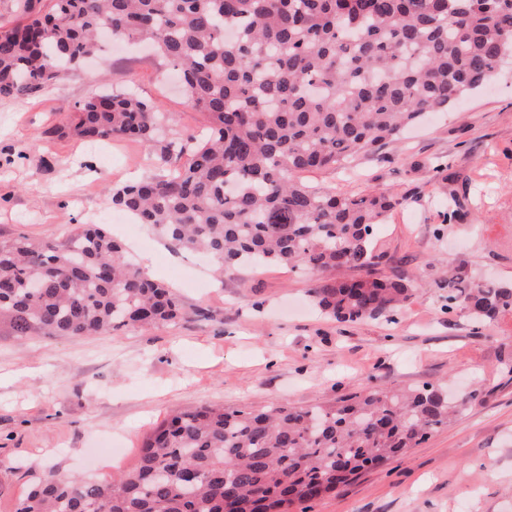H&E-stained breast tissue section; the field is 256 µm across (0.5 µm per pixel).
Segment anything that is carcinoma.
Returning <instances> with one entry per match:
<instances>
[{
  "label": "carcinoma",
  "instance_id": "1",
  "mask_svg": "<svg viewBox=\"0 0 512 512\" xmlns=\"http://www.w3.org/2000/svg\"><path fill=\"white\" fill-rule=\"evenodd\" d=\"M0 29V99L38 95L90 55L100 33L150 44L177 66L202 132L112 88L53 129L91 143L137 140L158 173L107 189L112 206L224 273L305 267L338 322L386 317L411 296L374 277V226L404 198L315 189L306 172L374 153L404 128L484 88L512 58V0H49ZM187 155L190 163L176 160ZM340 269L355 271L340 277ZM440 288L476 324L512 312V285L461 273ZM176 295L100 224L63 243L0 240V325L87 336L171 323ZM477 397L373 386L312 407L200 406L159 425L134 468L98 482L41 480L17 512H288L424 442Z\"/></svg>",
  "mask_w": 512,
  "mask_h": 512
}]
</instances>
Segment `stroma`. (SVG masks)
Masks as SVG:
<instances>
[{
    "instance_id": "35a3bbf8",
    "label": "stroma",
    "mask_w": 512,
    "mask_h": 512,
    "mask_svg": "<svg viewBox=\"0 0 512 512\" xmlns=\"http://www.w3.org/2000/svg\"><path fill=\"white\" fill-rule=\"evenodd\" d=\"M104 84L130 87L178 113L182 126L205 124L172 63L133 44L97 53L37 97L0 99V237L62 242L73 225H104L138 264L153 266L184 315L22 342L0 326V512H15L51 472L102 481L132 469L144 438L182 411L329 405L368 383L479 395L424 443L307 512H512V313L474 324L467 311L446 310L439 287L460 272L512 283V63L459 106L357 158L352 174H305L322 190L390 188L406 198L372 243L377 275L402 274L413 294L389 317L355 324L310 303L308 270L221 274L201 254L168 248L148 225L117 223L107 187L148 174L153 157L128 140L100 150L49 134ZM452 204L460 215L451 222Z\"/></svg>"
}]
</instances>
